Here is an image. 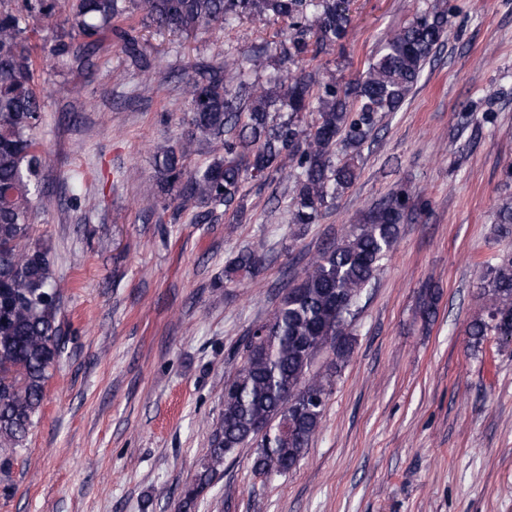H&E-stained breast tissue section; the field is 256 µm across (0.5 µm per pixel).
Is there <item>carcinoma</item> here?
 I'll return each mask as SVG.
<instances>
[{
  "mask_svg": "<svg viewBox=\"0 0 512 512\" xmlns=\"http://www.w3.org/2000/svg\"><path fill=\"white\" fill-rule=\"evenodd\" d=\"M160 32L188 35L240 20L288 22L273 71L262 53L247 65L197 61L184 73L186 130L156 154V197L163 206L201 208L240 218L243 184H262L287 173L288 223L315 224L357 179L355 157L380 114L396 112L421 79L434 50L448 36V10L424 0L410 22L387 36L366 69L338 82L311 63L344 46L353 19L349 0H0V479L10 478L41 411L50 369L65 348L61 299L52 270V246L33 235L42 206L44 164L34 130L42 122L40 68L29 32L41 20L63 16L49 49L70 71L92 75L104 49L117 48L140 71H151L136 26L117 25L137 13ZM212 147L193 170L186 160L197 146ZM414 206L399 189L366 212L347 240L323 248L303 269L266 319L249 327L237 354L241 364L224 378L223 411L210 448L180 508L190 506L216 480L224 458L256 444L255 470L284 475L294 469L317 434L335 376L353 352V325L362 296L393 251L399 224ZM264 268L259 249L245 247L224 270L225 280L253 278ZM481 298L486 316L469 326L480 343L489 333L512 340V257L486 268ZM431 321L437 297L418 301ZM331 355L312 370L317 357Z\"/></svg>",
  "mask_w": 512,
  "mask_h": 512,
  "instance_id": "1",
  "label": "carcinoma"
}]
</instances>
